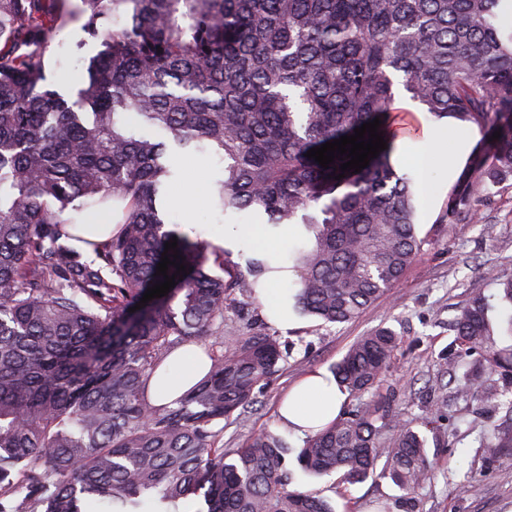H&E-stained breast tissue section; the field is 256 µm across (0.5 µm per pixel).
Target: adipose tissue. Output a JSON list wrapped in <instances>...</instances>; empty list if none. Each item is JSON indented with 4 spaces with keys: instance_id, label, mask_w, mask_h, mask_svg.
Listing matches in <instances>:
<instances>
[{
    "instance_id": "1",
    "label": "adipose tissue",
    "mask_w": 512,
    "mask_h": 512,
    "mask_svg": "<svg viewBox=\"0 0 512 512\" xmlns=\"http://www.w3.org/2000/svg\"><path fill=\"white\" fill-rule=\"evenodd\" d=\"M293 224L272 226L269 224H236L229 237L220 239V246L273 245L277 248L275 259L264 281L287 280L288 246L296 234ZM210 360L197 346H186L171 353L151 379L153 403L167 404L185 393L208 371ZM345 396L335 380L329 379L327 372L319 370L300 380L278 406L280 423L299 435L313 434L331 423L338 416Z\"/></svg>"
}]
</instances>
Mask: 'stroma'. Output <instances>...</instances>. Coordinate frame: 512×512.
<instances>
[{
  "label": "stroma",
  "instance_id": "stroma-1",
  "mask_svg": "<svg viewBox=\"0 0 512 512\" xmlns=\"http://www.w3.org/2000/svg\"><path fill=\"white\" fill-rule=\"evenodd\" d=\"M67 21L45 57L46 74L61 96L74 99L82 71L102 50L86 28L82 0H65ZM395 128L410 160L423 159L430 171L429 190L422 193L416 230L424 245L400 281L359 317L336 324L288 311L287 327L271 322L259 293L238 292L224 308L225 349L234 348L250 329L275 336L283 352L280 370L261 383L250 412L224 424V445L239 447L252 433L267 429L285 436L289 447H301L303 436L283 427L276 407L290 386L310 371L330 370L359 337L387 327L399 338L383 386L391 393V411L400 423L423 430L431 475L415 493L402 491L390 479L373 476L344 486L339 474L310 477L294 472L293 488L327 498L335 512H512V453L486 457L483 435L505 431L504 414L494 406L462 397L460 375L467 358L451 353L450 321L476 293L491 295L497 275L512 276V180L491 190V200L476 218L449 224L442 210L457 179L437 158L426 132L434 122L407 101L399 102ZM181 177L171 189L179 195L195 189L191 210L171 205L175 223L190 225L191 237L215 240L226 226L246 223V216L214 209L204 178L218 173L222 163L213 154L185 159L173 155Z\"/></svg>",
  "mask_w": 512,
  "mask_h": 512
}]
</instances>
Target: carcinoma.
<instances>
[{
	"label": "carcinoma",
	"instance_id": "1",
	"mask_svg": "<svg viewBox=\"0 0 512 512\" xmlns=\"http://www.w3.org/2000/svg\"><path fill=\"white\" fill-rule=\"evenodd\" d=\"M105 50L72 101L47 83L45 56L62 28L61 0H0V512H159L203 495L207 512H333L288 490L280 435L224 449L221 423L257 402L279 372L278 340L253 331L234 349L224 305L255 288L260 260L241 271L209 240L166 228V186L187 158L224 163L210 202L222 212L301 224L291 252L300 310L325 323L357 317L402 277L424 240L415 227V173L392 157L399 98L431 117L501 136L448 192L443 220L477 214L512 179V9L504 0H84ZM380 119L387 149L359 173L306 157ZM160 130L141 135L136 124ZM105 214L118 229L70 245L66 227ZM177 240L186 270L133 312ZM219 268L223 274L213 272ZM475 294L452 328L473 355L461 394L488 403L495 373L512 382V314L495 331ZM399 343L389 328L358 337L332 367L339 386L371 399L340 414L297 452L310 476L376 472L413 493L428 478L426 438L397 422L380 390ZM195 345L206 377L172 404L149 381L176 349ZM496 457L512 433L482 439Z\"/></svg>",
	"mask_w": 512,
	"mask_h": 512
}]
</instances>
